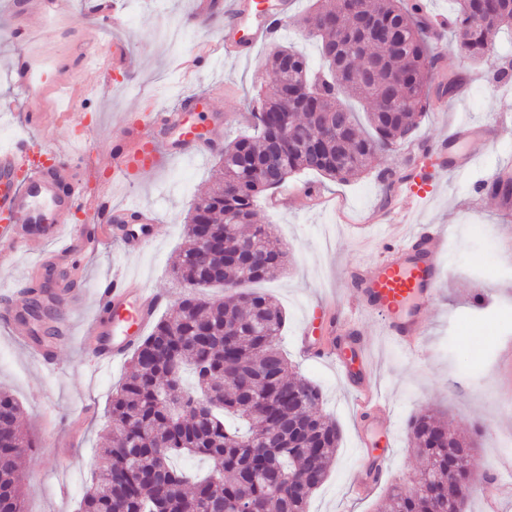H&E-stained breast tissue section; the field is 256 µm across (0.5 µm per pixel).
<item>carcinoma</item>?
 I'll list each match as a JSON object with an SVG mask.
<instances>
[{
  "mask_svg": "<svg viewBox=\"0 0 512 512\" xmlns=\"http://www.w3.org/2000/svg\"><path fill=\"white\" fill-rule=\"evenodd\" d=\"M455 2L451 36L480 61L491 35L512 25V0ZM426 19V0H315L299 24L319 40L323 63L315 69L294 46H278L270 58L271 84L254 99L257 121L249 134L224 145L213 189L194 200L189 222L205 225L207 239L187 234L177 278L191 286L217 270L233 285L266 280L288 263V251L272 245L271 225L259 223L263 193L298 173L341 182L361 175L414 131L433 97L459 90L455 74L436 79L439 53ZM351 99L362 105L365 121ZM286 110L297 127L312 132L338 113L348 121L330 142L315 137L296 145L277 126ZM276 145L280 173L264 181L254 171ZM225 224L235 225L234 239L219 233ZM241 245L262 259L253 266L225 259ZM285 324L279 303L253 288L212 300L184 295L131 352L112 392L110 426L79 512H223L239 504L251 512H307L341 432L321 415L319 388L293 372L280 350ZM186 365L194 370L192 391L182 381ZM206 390L209 407L198 412L191 403ZM21 414L15 397L0 389V512H25L20 460L33 442L19 433ZM408 429L422 458L419 475L431 488L405 494L394 486L384 510L437 512L461 491L440 474L471 443L428 409L414 415ZM260 439L270 447H250ZM176 456L207 459L209 474L173 466ZM277 468L300 475L292 491L258 477Z\"/></svg>",
  "mask_w": 512,
  "mask_h": 512,
  "instance_id": "cac0c4a2",
  "label": "carcinoma"
}]
</instances>
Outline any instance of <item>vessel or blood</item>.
Segmentation results:
<instances>
[{"label":"vessel or blood","instance_id":"1","mask_svg":"<svg viewBox=\"0 0 512 512\" xmlns=\"http://www.w3.org/2000/svg\"><path fill=\"white\" fill-rule=\"evenodd\" d=\"M294 6L293 0H276L259 19H252V0H231L224 22V38L217 48L225 57L250 55L257 44L271 43L282 21ZM40 60L25 57L14 69V80L31 103H39L35 71ZM194 96H183L176 105L154 112H135L128 118L125 133L114 140L109 153L100 155L94 172L95 192L81 185L78 167L81 157L66 150H49L39 159L27 138L17 139L0 150V266L9 267L16 252L40 250L44 238L38 229L47 215H54L59 229L65 230L64 244L55 253L64 257L75 247H87L91 240L110 238L111 220L96 225L93 235L79 233L67 219L71 213L92 209L111 212L107 192L114 180L131 178L157 169L167 157H206L214 150L223 131L215 121L210 136L199 137L185 126V116L194 110ZM485 144L474 139L473 128L461 125L446 141L435 147L437 167L455 174L463 171L482 154ZM375 222L388 227L384 258L369 269L355 270L350 286L363 301L366 313L380 318L386 335L396 347L410 356L421 353L426 330V313L440 279L439 259L445 243L442 225L422 224L412 233L404 227L411 213L378 214ZM162 299L139 288L127 274L117 271L98 292L97 313L87 328L94 347L86 357L96 368L106 369L122 359L133 340L115 344L102 335L112 311L134 307L138 328L154 317ZM368 347L355 338H337L329 358L349 378L356 392L358 412L367 416L360 425V464L353 476L354 488L362 494L373 491L385 477L390 450L394 446L390 430L391 411L372 385Z\"/></svg>","mask_w":512,"mask_h":512}]
</instances>
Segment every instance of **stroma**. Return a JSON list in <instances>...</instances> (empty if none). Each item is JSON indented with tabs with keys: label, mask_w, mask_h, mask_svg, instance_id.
<instances>
[{
	"label": "stroma",
	"mask_w": 512,
	"mask_h": 512,
	"mask_svg": "<svg viewBox=\"0 0 512 512\" xmlns=\"http://www.w3.org/2000/svg\"><path fill=\"white\" fill-rule=\"evenodd\" d=\"M18 2L0 0V149L26 134L42 145L106 153L121 134L127 113L175 103L187 92L200 97L188 126L208 130L213 113H223L229 140L247 129L251 99L271 79L267 45L247 59H218L200 72L184 69L186 56L196 48H210L224 25L220 16L206 28L190 25L194 0H121L124 24L116 35L132 55L125 76L66 108L60 102V83L81 84L89 76L80 46L89 32H96L91 0H71L68 11L48 20L20 16ZM97 34L103 50L111 51L116 35ZM26 53L43 61L45 87L35 123L11 77L13 63ZM511 67L512 30L492 37L489 54L478 66L463 56L455 40H448L440 70L470 83L425 112L407 141L378 157L371 172L359 179L337 183L313 173L293 176L261 204V216L288 250V264L256 288L284 309L280 345L293 370L321 389V411L342 434L336 460L310 498L308 512H378L391 485L409 489L408 476L420 461L407 423L422 408L447 414L453 427L473 434L485 470L512 479V411L497 391V344L512 342V251L503 247L512 240V220L505 217L499 197L475 193L496 169H512V78L497 77L499 70ZM459 124L491 132L480 157L463 172H437L426 199L397 194L396 175L415 167L425 146L447 137ZM215 163L212 157L167 159L133 184L113 185L112 205L133 202L158 215L156 226L133 227L146 239L141 251L127 252L121 240L112 238L94 252L76 254V270L68 274L51 264L50 250L23 251L11 272H0V303L18 310L31 301V288L46 280L55 292L77 283L87 291L71 309L70 334L58 350L56 373L42 372L19 337L0 329V387L18 399L24 413L21 429L35 444L21 459L27 512H77L99 437L109 422L112 389L126 372L122 365L97 372L87 366L82 336L95 315L98 287L115 270H125L166 295L161 314L172 312L183 290L173 281L171 267L193 201L208 190ZM394 202L410 207L414 223L451 227L440 259L439 295L427 314L428 353L421 358L407 357L384 336L379 321L361 310L347 283L350 270L376 261L386 230L368 223L367 215L388 210ZM330 317L339 324L358 321L380 392L393 409V476L367 496L357 494L352 484L360 441L351 387L330 361L306 360L297 350L303 328L326 338Z\"/></svg>",
	"instance_id": "stroma-1"
}]
</instances>
